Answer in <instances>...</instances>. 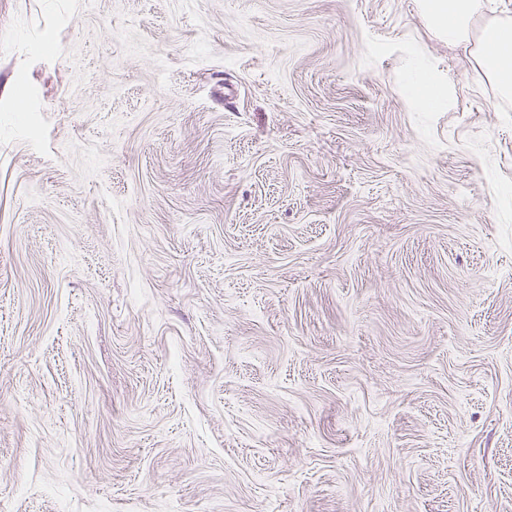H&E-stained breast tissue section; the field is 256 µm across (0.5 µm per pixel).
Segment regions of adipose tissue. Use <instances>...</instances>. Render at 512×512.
Returning a JSON list of instances; mask_svg holds the SVG:
<instances>
[{"mask_svg":"<svg viewBox=\"0 0 512 512\" xmlns=\"http://www.w3.org/2000/svg\"><path fill=\"white\" fill-rule=\"evenodd\" d=\"M484 8L483 0H426L430 26L452 45H471L470 57L503 97L512 96V17L487 21L480 37L472 23Z\"/></svg>","mask_w":512,"mask_h":512,"instance_id":"ef3b65f1","label":"adipose tissue"}]
</instances>
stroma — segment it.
Returning a JSON list of instances; mask_svg holds the SVG:
<instances>
[{"label": "stroma", "instance_id": "35a3bbf8", "mask_svg": "<svg viewBox=\"0 0 512 512\" xmlns=\"http://www.w3.org/2000/svg\"><path fill=\"white\" fill-rule=\"evenodd\" d=\"M0 512H512V99L422 0H0ZM415 98L424 109H431L445 96V89L430 79H421L414 88Z\"/></svg>", "mask_w": 512, "mask_h": 512}]
</instances>
